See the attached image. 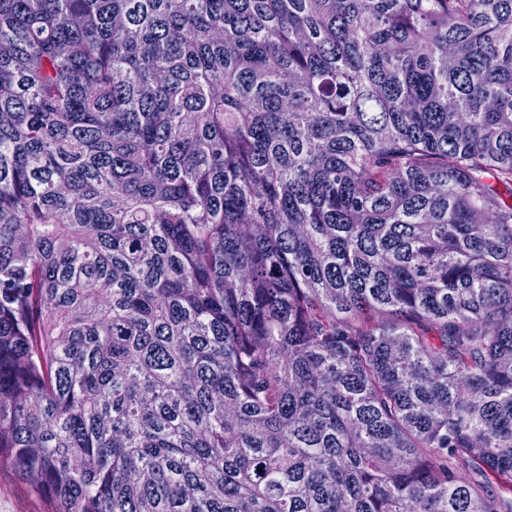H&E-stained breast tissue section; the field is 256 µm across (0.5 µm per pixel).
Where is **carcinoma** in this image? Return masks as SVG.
Instances as JSON below:
<instances>
[{"mask_svg":"<svg viewBox=\"0 0 512 512\" xmlns=\"http://www.w3.org/2000/svg\"><path fill=\"white\" fill-rule=\"evenodd\" d=\"M1 463L512 512V0H0Z\"/></svg>","mask_w":512,"mask_h":512,"instance_id":"1","label":"carcinoma"}]
</instances>
